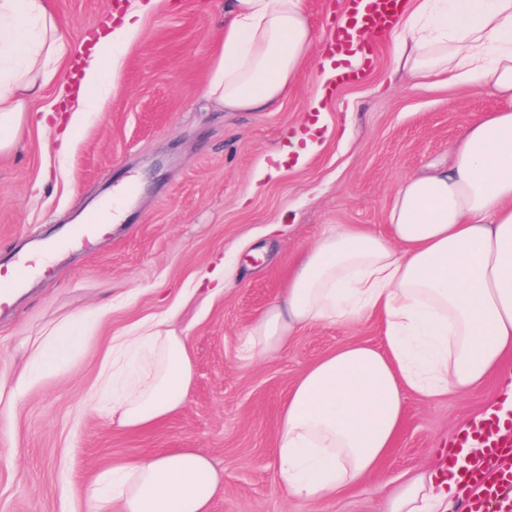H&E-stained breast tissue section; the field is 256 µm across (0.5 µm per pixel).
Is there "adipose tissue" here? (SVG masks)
Instances as JSON below:
<instances>
[{"mask_svg":"<svg viewBox=\"0 0 512 512\" xmlns=\"http://www.w3.org/2000/svg\"><path fill=\"white\" fill-rule=\"evenodd\" d=\"M142 15L101 40L76 112L99 111ZM398 29L396 68L428 80L451 73L512 100V0H410ZM314 40L304 0H224L205 96L230 111L274 109ZM81 50L44 0H0V150L26 99ZM388 221L385 235L354 224L326 231L244 331L250 359L280 351L303 327L382 323L385 348H336L281 409L275 476L299 501L334 499L377 471L404 426L407 392L465 393L512 362V109L471 121L447 164L404 180ZM192 378L183 339L157 320L113 337L97 385L112 397L113 424L144 432L185 405ZM223 491L208 456L167 448L113 464L83 497L87 512H211ZM457 494L454 482L412 475L390 492L388 512H441Z\"/></svg>","mask_w":512,"mask_h":512,"instance_id":"obj_1","label":"adipose tissue"}]
</instances>
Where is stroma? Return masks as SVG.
<instances>
[{
	"label": "stroma",
	"mask_w": 512,
	"mask_h": 512,
	"mask_svg": "<svg viewBox=\"0 0 512 512\" xmlns=\"http://www.w3.org/2000/svg\"><path fill=\"white\" fill-rule=\"evenodd\" d=\"M138 2L45 0L76 40L122 25ZM223 4L160 0L102 111L73 117V100L50 83L0 151V249L18 255L65 237L115 188L137 187L112 239L54 255L50 275L33 277L17 309L0 315V512H84L82 492L98 473L164 448L198 449L223 473L212 512H386L387 490L409 472H436L465 418L501 394L497 378L435 402L408 395L394 451L336 499L301 502L278 484L273 449L295 380L337 346H383V329L375 318L315 325L246 362L244 328L279 298L289 268L326 230L386 231L402 181L447 159L469 120L506 103L488 88L429 85L396 70L394 38L385 36L363 80L324 93L317 146L299 156L291 139L319 91L339 0H305L316 41L273 112H228L203 93L224 41ZM268 163L276 175H263ZM219 267L227 277L217 288L203 275ZM163 315L192 360L187 403L150 431L115 428L110 413L90 408L101 362L114 336ZM76 320L87 323L83 340L26 379L33 347L67 335Z\"/></svg>",
	"instance_id": "stroma-1"
}]
</instances>
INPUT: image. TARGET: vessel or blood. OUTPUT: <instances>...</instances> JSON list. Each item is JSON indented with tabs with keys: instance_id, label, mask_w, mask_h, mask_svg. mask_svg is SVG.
I'll return each mask as SVG.
<instances>
[{
	"instance_id": "1",
	"label": "vessel or blood",
	"mask_w": 512,
	"mask_h": 512,
	"mask_svg": "<svg viewBox=\"0 0 512 512\" xmlns=\"http://www.w3.org/2000/svg\"><path fill=\"white\" fill-rule=\"evenodd\" d=\"M402 0H342L347 23L339 24L333 35L332 55L340 62L334 77L342 85L361 79L370 65L369 38L392 30L400 16ZM111 225L97 215L72 225L67 239L47 241L44 249L53 253L66 243L98 242L110 237ZM34 274L33 261L14 257L0 263V311L12 307L18 293ZM445 455L446 469H455L457 455L468 448L483 451L480 464L457 472L466 497L463 512H512V413L486 414L478 423L461 428Z\"/></svg>"
}]
</instances>
